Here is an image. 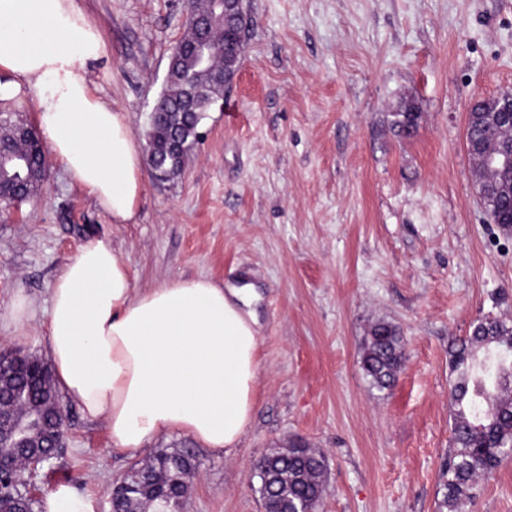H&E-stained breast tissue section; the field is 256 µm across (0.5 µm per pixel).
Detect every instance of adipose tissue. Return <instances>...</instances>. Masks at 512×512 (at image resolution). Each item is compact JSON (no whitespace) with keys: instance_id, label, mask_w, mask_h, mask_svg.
I'll return each instance as SVG.
<instances>
[{"instance_id":"ef3b65f1","label":"adipose tissue","mask_w":512,"mask_h":512,"mask_svg":"<svg viewBox=\"0 0 512 512\" xmlns=\"http://www.w3.org/2000/svg\"><path fill=\"white\" fill-rule=\"evenodd\" d=\"M106 53L81 0H0V101L31 98L52 158L113 223L133 220L142 153L93 87ZM250 285L175 278L135 288L107 238L85 244L51 288L48 353L58 390L114 447L163 435L230 451L256 404L260 329Z\"/></svg>"}]
</instances>
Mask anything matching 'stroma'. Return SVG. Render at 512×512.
Listing matches in <instances>:
<instances>
[{"label":"stroma","instance_id":"stroma-1","mask_svg":"<svg viewBox=\"0 0 512 512\" xmlns=\"http://www.w3.org/2000/svg\"><path fill=\"white\" fill-rule=\"evenodd\" d=\"M252 25L224 100L170 181L143 169L136 216L113 223L59 164L30 199L0 202V345L46 355L50 289L91 240L109 238L134 285L205 277L255 284L256 408L237 448L181 435L147 448L191 452L182 512H261L256 460L304 441L324 454L318 512H438L453 406L448 347L492 315L512 319V231L482 207L467 113L512 92V0H247ZM106 55L98 94L137 139L182 37L187 0H82ZM238 113L226 119L227 104ZM421 120L397 137L392 113ZM35 304L15 339L16 294ZM396 325L406 359L392 389L361 366L369 327ZM61 459L35 494L68 483L100 512L135 457L71 401ZM470 512H512V458Z\"/></svg>","mask_w":512,"mask_h":512}]
</instances>
